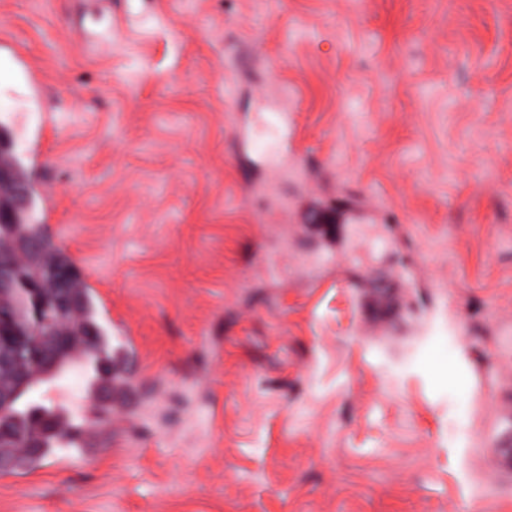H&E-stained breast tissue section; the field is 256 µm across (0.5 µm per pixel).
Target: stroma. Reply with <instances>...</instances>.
I'll return each instance as SVG.
<instances>
[{"instance_id":"stroma-1","label":"stroma","mask_w":512,"mask_h":512,"mask_svg":"<svg viewBox=\"0 0 512 512\" xmlns=\"http://www.w3.org/2000/svg\"><path fill=\"white\" fill-rule=\"evenodd\" d=\"M0 140L135 405L0 512H512V0H0Z\"/></svg>"}]
</instances>
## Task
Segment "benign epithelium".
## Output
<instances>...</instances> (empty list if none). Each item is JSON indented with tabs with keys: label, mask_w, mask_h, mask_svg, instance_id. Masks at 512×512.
<instances>
[{
	"label": "benign epithelium",
	"mask_w": 512,
	"mask_h": 512,
	"mask_svg": "<svg viewBox=\"0 0 512 512\" xmlns=\"http://www.w3.org/2000/svg\"><path fill=\"white\" fill-rule=\"evenodd\" d=\"M0 189V376L13 382L12 390H0V412L4 413L16 407L18 395L35 390L30 367H46L49 348L67 349L75 332L92 345L99 330L61 327L74 317L80 304L71 290L75 270L46 264L41 238L16 233V225L34 223L35 213L24 208L14 165L0 168ZM30 405L31 418L40 427L52 429L53 415L43 412L35 397Z\"/></svg>",
	"instance_id": "7a95c632"
}]
</instances>
